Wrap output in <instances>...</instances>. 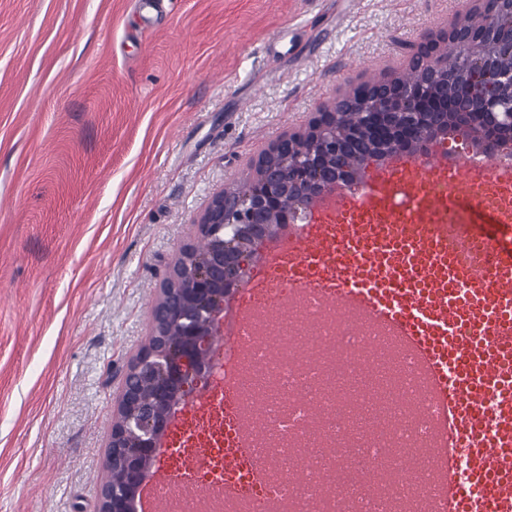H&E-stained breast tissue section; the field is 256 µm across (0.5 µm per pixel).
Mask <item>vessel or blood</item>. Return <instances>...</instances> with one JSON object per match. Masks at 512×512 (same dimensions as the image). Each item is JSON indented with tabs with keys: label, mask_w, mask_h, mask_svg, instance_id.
Instances as JSON below:
<instances>
[{
	"label": "vessel or blood",
	"mask_w": 512,
	"mask_h": 512,
	"mask_svg": "<svg viewBox=\"0 0 512 512\" xmlns=\"http://www.w3.org/2000/svg\"><path fill=\"white\" fill-rule=\"evenodd\" d=\"M461 197L489 208L479 230L435 218L437 205ZM254 274L284 281L278 305L239 298L224 309V389L201 387L195 428L208 429V406L244 382L269 320L316 300L336 316L346 346L337 374L381 369L411 384L399 409L351 438L292 458L289 484L305 512H512V169L476 164L432 146L421 157L382 165L363 192L340 187L322 198L308 224H291L258 253ZM301 400L309 423L332 424L314 397ZM262 433L243 408L224 414V447L190 449L184 462L148 474L140 512H158L157 493L217 496L224 512H292L287 491L269 494L275 468ZM224 478L207 482L216 456ZM321 468L358 469L332 498Z\"/></svg>",
	"instance_id": "1"
}]
</instances>
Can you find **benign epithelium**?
<instances>
[{
	"label": "benign epithelium",
	"instance_id": "benign-epithelium-1",
	"mask_svg": "<svg viewBox=\"0 0 512 512\" xmlns=\"http://www.w3.org/2000/svg\"><path fill=\"white\" fill-rule=\"evenodd\" d=\"M485 3L473 0L470 13L414 53L416 77L389 76L340 93L305 133L284 135L265 149L252 178L214 197L198 221L204 245L184 247L169 270L152 308L148 344L126 369L129 376L152 365L155 398L164 410L136 409L135 391L124 384L109 456V464L123 469L124 482L103 481L99 512H133L132 492L154 465L174 411L214 372L224 297L244 283L248 261L263 242L285 224L304 222L326 192L359 189L370 162L417 155L450 131L471 133L489 157L512 147V0H497L489 13ZM483 12L487 21L476 34L470 20ZM450 44L456 49L451 62ZM350 114L373 140L357 160L342 128ZM382 129L389 135L380 136Z\"/></svg>",
	"mask_w": 512,
	"mask_h": 512
}]
</instances>
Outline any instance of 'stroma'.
Segmentation results:
<instances>
[{"mask_svg":"<svg viewBox=\"0 0 512 512\" xmlns=\"http://www.w3.org/2000/svg\"><path fill=\"white\" fill-rule=\"evenodd\" d=\"M466 0H0V512H98L123 373L224 188Z\"/></svg>","mask_w":512,"mask_h":512,"instance_id":"1","label":"stroma"}]
</instances>
